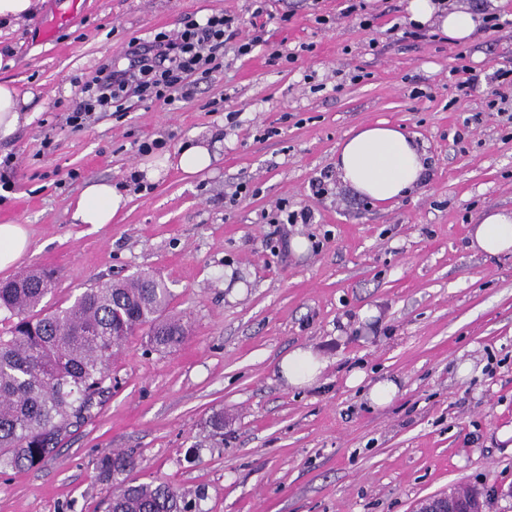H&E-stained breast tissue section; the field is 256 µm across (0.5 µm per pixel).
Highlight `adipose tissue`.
Instances as JSON below:
<instances>
[{
    "mask_svg": "<svg viewBox=\"0 0 512 512\" xmlns=\"http://www.w3.org/2000/svg\"><path fill=\"white\" fill-rule=\"evenodd\" d=\"M406 11L410 22L425 27L437 23L441 33L454 42H466L477 31L481 17L469 8L445 4L444 0H409ZM219 158V146L204 140L188 141L179 151L160 161L141 163L137 175L144 180L159 179L167 168L195 176L211 169ZM424 154L412 136L400 127L378 122L360 127L341 144L336 157L338 178L358 195L385 205L418 185L425 174ZM124 187L98 179L86 183L72 210L76 224L111 223L126 207ZM470 245L489 255L512 253V210H493L472 225ZM280 374L289 385L308 387L321 376L324 364L312 350L297 348L279 362Z\"/></svg>",
    "mask_w": 512,
    "mask_h": 512,
    "instance_id": "1",
    "label": "adipose tissue"
}]
</instances>
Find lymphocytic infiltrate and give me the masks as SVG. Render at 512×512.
<instances>
[{
  "label": "lymphocytic infiltrate",
  "instance_id": "lymphocytic-infiltrate-1",
  "mask_svg": "<svg viewBox=\"0 0 512 512\" xmlns=\"http://www.w3.org/2000/svg\"><path fill=\"white\" fill-rule=\"evenodd\" d=\"M228 14L202 19L187 17L181 30L160 32L146 41H130L124 52L125 66H100L92 83L86 84V101L73 109L68 120L76 124L88 116L93 104L124 112L131 98L155 99L171 105L184 96V82L194 74L209 75L222 56L233 28Z\"/></svg>",
  "mask_w": 512,
  "mask_h": 512
}]
</instances>
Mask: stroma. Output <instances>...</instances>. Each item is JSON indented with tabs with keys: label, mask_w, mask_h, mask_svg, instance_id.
<instances>
[{
	"label": "stroma",
	"mask_w": 512,
	"mask_h": 512,
	"mask_svg": "<svg viewBox=\"0 0 512 512\" xmlns=\"http://www.w3.org/2000/svg\"><path fill=\"white\" fill-rule=\"evenodd\" d=\"M365 2L378 15L366 27L346 0H266V45L226 50L212 77L188 78L175 109L136 101L78 127L67 116L85 83L129 41L219 12L242 39L254 0H43L32 20L0 29V81L32 96L29 121L0 141V158L14 159L0 224L25 225L31 241L16 272L53 270L51 304L150 272L191 329L170 353L130 340L56 456L0 469V512H102L114 481L94 462L115 448L136 452L140 481L168 483L201 512H417L457 486L480 493L484 512H512V438L498 437L512 427V254L469 246L471 224L512 209V101L486 110L449 79L462 63L484 76L512 62V25L459 44L433 25L404 41L392 26L407 25V0ZM276 50L296 62L271 64ZM379 121L416 137L426 178L387 206L336 178L314 194L346 137ZM213 137L217 168L130 184L148 157ZM91 179L130 196L100 227L70 218ZM280 201L312 211L286 229L307 252L272 239ZM365 309L374 323L360 322ZM297 347L327 363L306 389L276 367ZM353 370L369 385L397 380V398L371 406L347 385ZM219 412L217 440L206 422Z\"/></svg>",
	"instance_id": "obj_1"
}]
</instances>
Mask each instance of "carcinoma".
<instances>
[{"label": "carcinoma", "mask_w": 512, "mask_h": 512, "mask_svg": "<svg viewBox=\"0 0 512 512\" xmlns=\"http://www.w3.org/2000/svg\"><path fill=\"white\" fill-rule=\"evenodd\" d=\"M52 275L33 270L0 281V467H32L53 457L73 424L91 416L96 397L112 380V356L139 334L163 352L189 335L183 316L169 312L171 292L150 273L84 289L69 304L43 300ZM139 466L130 450L99 458V474H124L106 512H200L180 491L131 476Z\"/></svg>", "instance_id": "1"}]
</instances>
